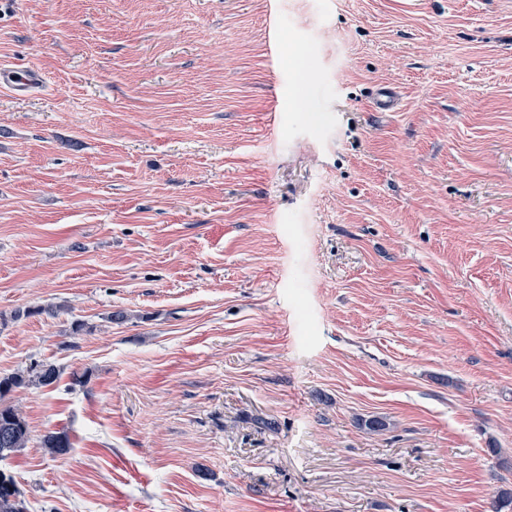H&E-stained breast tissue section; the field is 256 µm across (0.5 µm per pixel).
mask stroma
<instances>
[{
  "instance_id": "stroma-1",
  "label": "stroma",
  "mask_w": 512,
  "mask_h": 512,
  "mask_svg": "<svg viewBox=\"0 0 512 512\" xmlns=\"http://www.w3.org/2000/svg\"><path fill=\"white\" fill-rule=\"evenodd\" d=\"M0 61L27 512L512 492V0H0ZM43 84V75L37 68L0 65V91L10 95L25 96ZM40 442L46 453L53 457L66 455L72 448L68 434L63 431H48Z\"/></svg>"
}]
</instances>
